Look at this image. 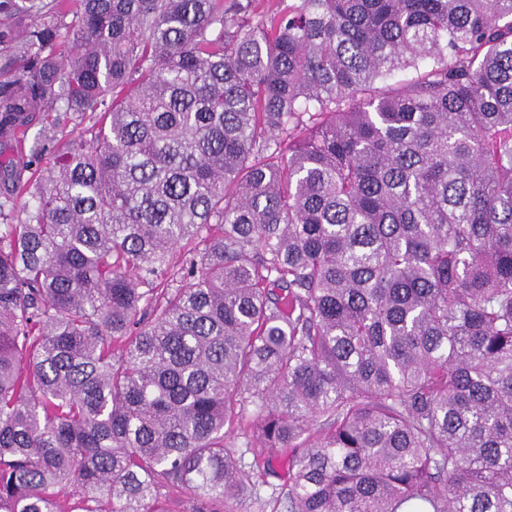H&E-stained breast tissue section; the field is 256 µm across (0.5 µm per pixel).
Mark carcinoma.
Returning a JSON list of instances; mask_svg holds the SVG:
<instances>
[{
	"mask_svg": "<svg viewBox=\"0 0 512 512\" xmlns=\"http://www.w3.org/2000/svg\"><path fill=\"white\" fill-rule=\"evenodd\" d=\"M280 5L0 0V512H512V0ZM251 421H243L241 426L235 430L234 434L231 435V440L236 444V457L240 459L242 465H245L246 469L249 470V466L254 465V456L258 451L259 447L256 445L253 448H246L243 443L246 441L244 438V434H251L253 430H251ZM277 472L282 477L281 480L272 477L261 478L256 474L253 481L256 483V489L252 497H247L239 503L237 512H286L283 501L278 496L279 484L283 483V479L287 476V462L281 459L275 463ZM266 482V483H264ZM162 501L168 512H207L203 504L197 501L190 490L185 487L166 488L162 490Z\"/></svg>",
	"mask_w": 512,
	"mask_h": 512,
	"instance_id": "carcinoma-1",
	"label": "carcinoma"
}]
</instances>
